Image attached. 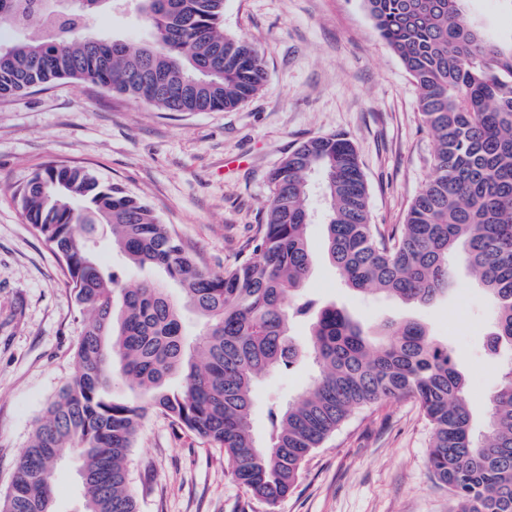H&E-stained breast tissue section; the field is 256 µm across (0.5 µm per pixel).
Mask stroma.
Instances as JSON below:
<instances>
[{"mask_svg": "<svg viewBox=\"0 0 512 512\" xmlns=\"http://www.w3.org/2000/svg\"><path fill=\"white\" fill-rule=\"evenodd\" d=\"M489 37L512 42L507 0H468ZM224 30L255 45L268 82L253 99L220 112H164L91 83L60 80L0 100V491L37 421L75 373L85 320L62 264L27 223L16 188L47 163L82 167L147 203L199 264L233 266L263 223L270 172L308 138L343 132L354 142L371 221L391 232L431 174L435 141L418 89L375 31L362 0H225ZM307 229L308 292L364 326L421 322L449 340L477 409L502 381L512 352H485L489 297L458 268L452 294L429 304L364 299L345 287L325 255L324 206L313 199ZM310 361L262 378L252 429L267 439L270 402L288 405L306 388ZM431 426L411 397L354 413L305 463L275 504L250 498L223 449L150 413L126 468L138 512H450L446 487L429 471ZM75 460L54 479L55 512H78Z\"/></svg>", "mask_w": 512, "mask_h": 512, "instance_id": "stroma-1", "label": "stroma"}]
</instances>
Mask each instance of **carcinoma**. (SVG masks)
I'll return each instance as SVG.
<instances>
[{
  "label": "carcinoma",
  "mask_w": 512,
  "mask_h": 512,
  "mask_svg": "<svg viewBox=\"0 0 512 512\" xmlns=\"http://www.w3.org/2000/svg\"><path fill=\"white\" fill-rule=\"evenodd\" d=\"M58 2L43 6L58 26L17 39L0 61V99L70 79L165 112H212L235 108L266 85L257 48L224 31V0H84L74 13ZM132 2L147 30L139 43L84 35L99 12ZM363 2L413 78L436 141L432 174L394 234L371 223L365 175L344 134L312 137L274 169L264 222L219 274L200 267L139 198L87 170L50 163L15 191L27 222L65 266L86 324L77 372L38 423L0 495V512H54V476L67 452L82 461V512H137L125 459L152 411L224 449L246 492L274 504L355 411L405 396L431 425L427 464L448 487L452 512H512V363L487 399V433L478 437L454 354L423 324L389 323L373 340L342 307L304 292L315 175L327 254L347 288L429 304L448 293L462 264L492 298L490 357L512 349V44L476 28L465 0L457 8L448 0ZM31 9L32 0H0V24L23 33ZM137 63L180 93L140 86ZM96 224L109 226L129 264L164 279L129 288L107 272L90 245ZM184 308L201 324L191 341ZM296 319L310 321L305 345L289 334ZM305 352L318 373L298 401L268 409L263 446L250 426L255 383ZM174 377L177 389L168 387ZM119 385L132 395L114 396Z\"/></svg>",
  "instance_id": "obj_1"
}]
</instances>
